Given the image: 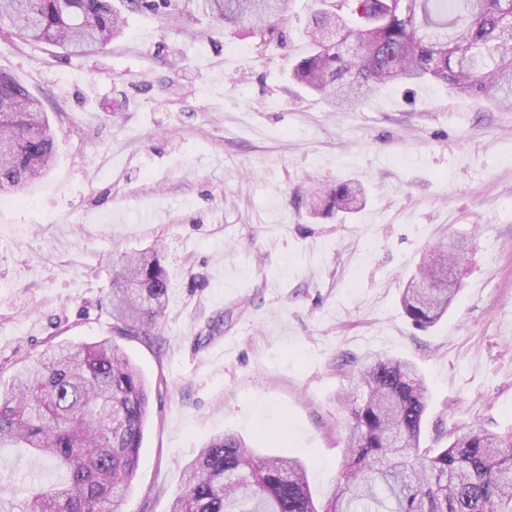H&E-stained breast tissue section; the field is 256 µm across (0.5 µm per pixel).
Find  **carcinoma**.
<instances>
[{"label":"carcinoma","instance_id":"cac0c4a2","mask_svg":"<svg viewBox=\"0 0 512 512\" xmlns=\"http://www.w3.org/2000/svg\"><path fill=\"white\" fill-rule=\"evenodd\" d=\"M131 12L179 21L198 11L215 31L262 44L274 40L293 0H121ZM306 34L311 52L293 79L334 105H352L380 87L439 81L448 89L512 107V0H321ZM112 0H0V36L96 53L122 32ZM349 40L360 47L352 59ZM54 141L41 103L0 71V193L28 191L50 169ZM350 213L347 183L326 190ZM153 247L116 259L109 303L112 334L157 336L170 277ZM462 245L439 243L402 297L419 328L448 311ZM366 399L338 397L348 413L344 460L333 494L316 506L305 466L258 456L233 434L211 439L186 467L171 512H512V432L473 425L444 448L421 447L426 387L415 365L377 358L357 370ZM150 388L118 344H50L0 389V449L23 448L64 473L23 498L0 496V512H117L135 479Z\"/></svg>","mask_w":512,"mask_h":512}]
</instances>
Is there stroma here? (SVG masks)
<instances>
[{
    "mask_svg": "<svg viewBox=\"0 0 512 512\" xmlns=\"http://www.w3.org/2000/svg\"><path fill=\"white\" fill-rule=\"evenodd\" d=\"M318 0H294L285 43L128 14L101 52L0 37V69L42 99L56 147L32 190L0 199V383L49 342L112 335V260L161 244L159 336L121 340L151 386L139 468L119 512H170L214 435L299 458L313 493L340 478L356 385L340 358L413 361L422 445L480 422L512 429V109L431 81L335 108L294 84ZM360 185L355 213L310 194ZM470 252L447 316L421 329L401 294L430 246ZM219 333L199 341L207 324ZM0 495L56 472L0 450Z\"/></svg>",
    "mask_w": 512,
    "mask_h": 512,
    "instance_id": "1",
    "label": "stroma"
}]
</instances>
